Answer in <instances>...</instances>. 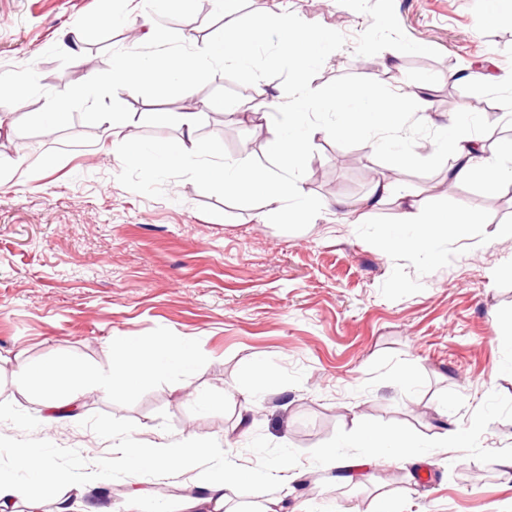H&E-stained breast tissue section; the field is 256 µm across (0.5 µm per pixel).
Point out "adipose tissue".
Segmentation results:
<instances>
[{"instance_id": "adipose-tissue-1", "label": "adipose tissue", "mask_w": 512, "mask_h": 512, "mask_svg": "<svg viewBox=\"0 0 512 512\" xmlns=\"http://www.w3.org/2000/svg\"><path fill=\"white\" fill-rule=\"evenodd\" d=\"M448 135L453 138L455 154V163L448 170L449 180L494 184L504 178L507 164L512 163V139L493 146L485 145L479 137L458 129L457 121L452 117L436 127L437 138ZM206 174L212 184L264 196L270 206L289 200L296 210L302 212L306 209L302 191L295 182L271 181L248 157L207 169ZM391 200L398 203L399 226L415 228L414 233L405 238V245L431 252L441 238L464 239L470 233L472 219L469 215L432 213L421 202L399 194L395 177L384 175L377 178L367 199L368 205L377 207ZM110 343L117 356L106 372L93 367L63 369L48 366L19 373L17 383L22 389H40L47 409L45 423L53 422L55 413L62 410L64 403H76L88 393L107 387L136 388L173 367L189 364L194 357L193 350L177 338L148 344L125 336H114ZM354 443L364 448L366 458L380 455L388 464L409 460L414 453L413 440L408 433H381L363 421L358 424ZM121 455L126 459L136 458L138 463L172 477L182 478L181 512H228L229 491L239 476L236 468L220 466L206 470V493L202 496L197 495L190 481L183 478L185 466L190 461L223 457V449L205 447L192 439H164L150 448L122 449Z\"/></svg>"}]
</instances>
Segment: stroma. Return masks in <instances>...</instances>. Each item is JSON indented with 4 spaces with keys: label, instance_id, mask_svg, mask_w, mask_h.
<instances>
[{
    "label": "stroma",
    "instance_id": "1",
    "mask_svg": "<svg viewBox=\"0 0 512 512\" xmlns=\"http://www.w3.org/2000/svg\"><path fill=\"white\" fill-rule=\"evenodd\" d=\"M109 0H0V71L33 64L42 87L60 91L108 67V49H131L128 19L143 0H124L121 24ZM252 11H290L343 33L347 42L311 80L319 88L355 75L401 92L425 90L426 112L472 116L471 134L512 138V0H230L226 12L170 21L205 43ZM488 67L486 84L465 81ZM233 106L250 89L218 75L164 101L124 91L134 120L107 126L74 119L52 134L0 137V471L34 484L19 456L38 448L79 478L106 470L69 498V512H177L174 479L138 463L114 462L116 446L144 448L158 436L222 446L236 467L289 460L295 478L286 512H512V181L489 186L400 172L431 210L475 217L467 240H441L438 257L390 237L396 203L363 206L376 177L394 172L368 145L313 142L299 186L309 216L205 184L207 162L238 158L239 144L264 158L273 125L249 120L210 129L205 103ZM194 101L195 159L144 168L112 153L113 140L168 147L181 136L177 115ZM353 214L330 209L336 199ZM146 342L177 337L195 350L176 369L125 392L97 391L75 416L38 424L37 395L20 392V366L54 360L108 370L111 336ZM264 365L279 382L244 412L239 392ZM416 372L411 388L400 379ZM404 431L417 458L369 465V478L324 472L321 457L351 447L357 420ZM486 428L460 445L474 421Z\"/></svg>",
    "mask_w": 512,
    "mask_h": 512
}]
</instances>
